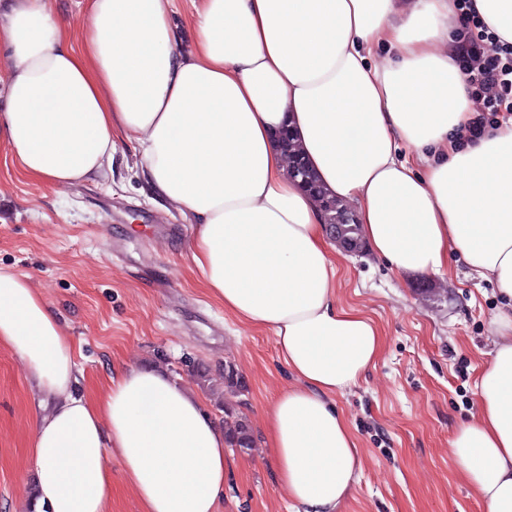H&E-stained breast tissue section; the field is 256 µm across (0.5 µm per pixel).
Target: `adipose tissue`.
<instances>
[{
	"instance_id": "1",
	"label": "adipose tissue",
	"mask_w": 512,
	"mask_h": 512,
	"mask_svg": "<svg viewBox=\"0 0 512 512\" xmlns=\"http://www.w3.org/2000/svg\"><path fill=\"white\" fill-rule=\"evenodd\" d=\"M171 5L89 0L75 47L53 0H9L0 144L27 177L68 185L111 173L116 131L136 137L151 193L196 223L191 258L206 292L273 329L295 380L264 416L279 487L301 512H338L363 459L333 399L375 365L382 338L337 306L323 212L275 134L291 129L393 270L439 274L457 253L512 300V122L462 142L475 106L454 61L455 0H199L188 53ZM403 143L413 159L399 158ZM499 322L479 413L449 451L488 512H512V310ZM0 345L37 394L42 512H110L114 458L141 512H220L224 429L187 385L131 365L98 395L77 391L54 309L1 267Z\"/></svg>"
}]
</instances>
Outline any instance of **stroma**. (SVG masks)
<instances>
[{
	"label": "stroma",
	"instance_id": "1",
	"mask_svg": "<svg viewBox=\"0 0 512 512\" xmlns=\"http://www.w3.org/2000/svg\"><path fill=\"white\" fill-rule=\"evenodd\" d=\"M139 152L118 135L111 179L54 186L26 178L0 146V266L27 276L58 312L82 390L160 355L175 379L195 361L218 386L230 363L259 439L271 401L295 380L272 330L241 323L207 294L189 252L195 226L151 199ZM335 260L337 305L372 319L383 338L376 364L336 397L364 457L339 512H487L449 442L479 412L476 384L503 307L494 284L457 255L448 273L413 277L367 252ZM34 398L18 356L0 345V512H27ZM230 457L222 512H298L262 444Z\"/></svg>",
	"mask_w": 512,
	"mask_h": 512
}]
</instances>
